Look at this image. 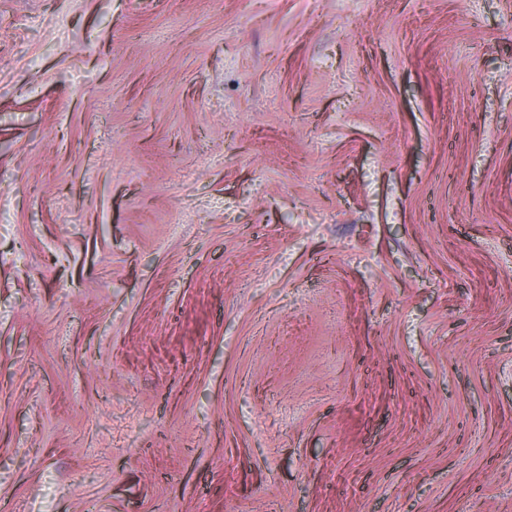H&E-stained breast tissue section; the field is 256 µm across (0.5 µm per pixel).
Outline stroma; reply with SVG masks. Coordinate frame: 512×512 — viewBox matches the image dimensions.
Instances as JSON below:
<instances>
[{
    "instance_id": "1",
    "label": "stroma",
    "mask_w": 512,
    "mask_h": 512,
    "mask_svg": "<svg viewBox=\"0 0 512 512\" xmlns=\"http://www.w3.org/2000/svg\"><path fill=\"white\" fill-rule=\"evenodd\" d=\"M0 512H512V0H0Z\"/></svg>"
}]
</instances>
